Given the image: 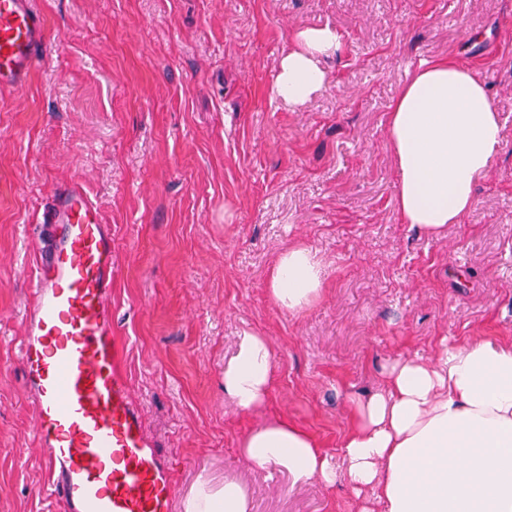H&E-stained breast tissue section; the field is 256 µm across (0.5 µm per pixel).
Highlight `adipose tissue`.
Segmentation results:
<instances>
[{
    "instance_id": "obj_1",
    "label": "adipose tissue",
    "mask_w": 512,
    "mask_h": 512,
    "mask_svg": "<svg viewBox=\"0 0 512 512\" xmlns=\"http://www.w3.org/2000/svg\"><path fill=\"white\" fill-rule=\"evenodd\" d=\"M342 48L330 27L296 30L278 65L277 99L299 106L326 84V59ZM403 223L439 238L474 203L475 190L502 143V122L484 81L454 60L420 68L400 90L387 119ZM311 249L278 254L268 292L298 313L322 294ZM273 379L265 337L243 332L224 367V393L244 412L261 408ZM352 427L333 462L310 434L276 418L245 434L240 453L294 483L335 485L346 478L359 512H512V343L474 339L445 348L435 361L402 360L381 388L349 398ZM184 512H249L235 477H201Z\"/></svg>"
}]
</instances>
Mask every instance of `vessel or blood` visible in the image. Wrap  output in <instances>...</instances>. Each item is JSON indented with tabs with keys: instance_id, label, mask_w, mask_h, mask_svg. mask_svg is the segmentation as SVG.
I'll return each mask as SVG.
<instances>
[{
	"instance_id": "b4317fda",
	"label": "vessel or blood",
	"mask_w": 512,
	"mask_h": 512,
	"mask_svg": "<svg viewBox=\"0 0 512 512\" xmlns=\"http://www.w3.org/2000/svg\"><path fill=\"white\" fill-rule=\"evenodd\" d=\"M45 39L32 0H0V84L20 87ZM18 345L48 498L62 512H174L173 464L146 433L112 332V228L84 188L44 211Z\"/></svg>"
}]
</instances>
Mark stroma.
Returning a JSON list of instances; mask_svg holds the SVG:
<instances>
[{
  "label": "stroma",
  "instance_id": "1",
  "mask_svg": "<svg viewBox=\"0 0 512 512\" xmlns=\"http://www.w3.org/2000/svg\"><path fill=\"white\" fill-rule=\"evenodd\" d=\"M50 57L0 85V512H50L37 411L16 347L38 220L81 182L112 227V330L177 499L199 474L248 489L250 512H357L345 483H292L238 452L285 418L339 457L349 397L384 366L481 336L512 341V0H35ZM343 37L327 83L293 109L272 94L294 31ZM453 57L490 88L502 147L460 223L403 224L390 105L425 63ZM321 263L320 299L274 305L288 246ZM268 339L266 404L244 413L224 365Z\"/></svg>",
  "mask_w": 512,
  "mask_h": 512
}]
</instances>
